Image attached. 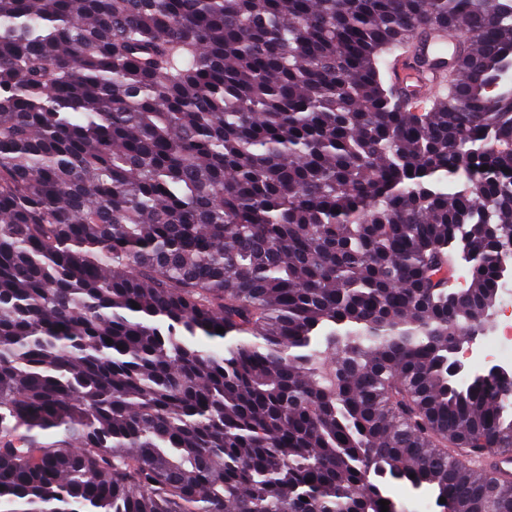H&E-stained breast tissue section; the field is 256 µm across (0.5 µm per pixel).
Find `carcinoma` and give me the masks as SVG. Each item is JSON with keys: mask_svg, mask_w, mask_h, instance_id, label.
I'll return each mask as SVG.
<instances>
[{"mask_svg": "<svg viewBox=\"0 0 512 512\" xmlns=\"http://www.w3.org/2000/svg\"><path fill=\"white\" fill-rule=\"evenodd\" d=\"M511 70L512 0H0V512H512ZM424 44L427 64L417 67L408 61L402 62L393 76L396 91L411 101H425L434 92L436 73L448 68L460 42L456 33L431 30L421 36L418 42ZM507 295L501 303V297L497 303L498 313L486 316V320L492 319V323L484 329L488 337L482 350V356L495 362L509 361L512 359V280H506L502 287ZM500 306V307H499ZM483 330V326L471 330L457 342H455L452 347L449 349L451 368L455 372L461 371V363L457 358V354L463 349L464 344H467L468 348L471 347L477 340L478 336ZM459 359L463 364V371L460 375L457 376L459 380L461 379H471L475 373H484L487 372L490 363H484L479 358L468 359L464 355V350L459 353ZM386 491L387 495L396 502L399 512H415L419 501H422L420 512H431V505L425 501L432 504L431 510H435L434 512L440 510L435 506L434 497L430 491H412L402 484H389L386 486Z\"/></svg>", "mask_w": 512, "mask_h": 512, "instance_id": "obj_1", "label": "carcinoma"}]
</instances>
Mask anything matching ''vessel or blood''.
Masks as SVG:
<instances>
[{
    "mask_svg": "<svg viewBox=\"0 0 512 512\" xmlns=\"http://www.w3.org/2000/svg\"><path fill=\"white\" fill-rule=\"evenodd\" d=\"M427 63L418 67L402 62L393 76L396 91L412 101H424L435 90L436 73L447 69L460 42L457 34L444 30H432L422 37Z\"/></svg>",
    "mask_w": 512,
    "mask_h": 512,
    "instance_id": "obj_1",
    "label": "vessel or blood"
}]
</instances>
